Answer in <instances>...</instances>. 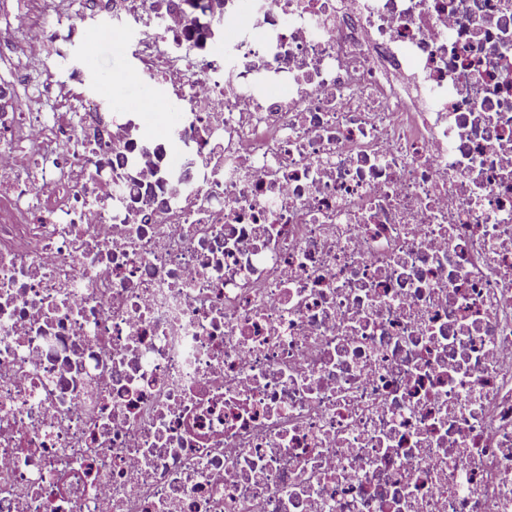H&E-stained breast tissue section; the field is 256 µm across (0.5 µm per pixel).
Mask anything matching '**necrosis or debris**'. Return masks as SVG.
I'll return each instance as SVG.
<instances>
[{"label": "necrosis or debris", "mask_w": 512, "mask_h": 512, "mask_svg": "<svg viewBox=\"0 0 512 512\" xmlns=\"http://www.w3.org/2000/svg\"><path fill=\"white\" fill-rule=\"evenodd\" d=\"M21 11L0 512H512V0ZM69 62L87 72L93 92L100 91L118 104L132 105L145 99L146 94L149 100L157 95V89L152 85L123 84L113 80L114 73L125 70L130 60L113 50L108 36L86 45H77L70 53Z\"/></svg>", "instance_id": "necrosis-or-debris-1"}]
</instances>
